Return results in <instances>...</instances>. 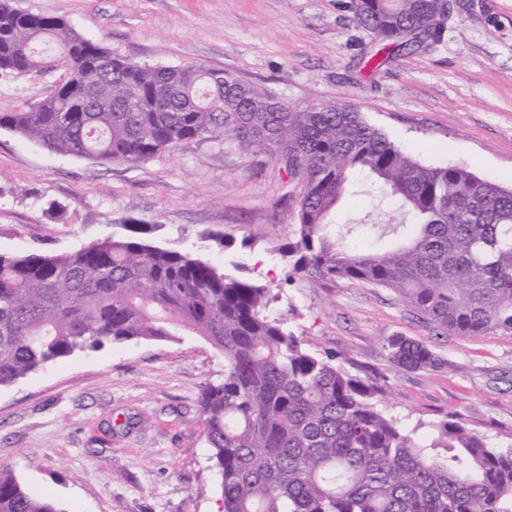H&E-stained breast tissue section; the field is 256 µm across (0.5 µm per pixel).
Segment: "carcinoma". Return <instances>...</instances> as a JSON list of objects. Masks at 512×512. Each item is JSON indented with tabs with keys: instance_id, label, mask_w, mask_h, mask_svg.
I'll return each mask as SVG.
<instances>
[{
	"instance_id": "obj_1",
	"label": "carcinoma",
	"mask_w": 512,
	"mask_h": 512,
	"mask_svg": "<svg viewBox=\"0 0 512 512\" xmlns=\"http://www.w3.org/2000/svg\"><path fill=\"white\" fill-rule=\"evenodd\" d=\"M432 10L433 0H356L358 23L381 44L371 68L389 49L440 39L419 26ZM42 45L77 76L1 115L0 127L100 164L226 136L268 150L304 181L287 249L294 272L393 289L444 331L512 333V189L418 162L351 105L292 110L226 72L136 64L59 18L0 0V70L52 67ZM91 70L90 99L78 75ZM120 101L130 110H116ZM360 177L393 204L387 220L362 222L380 242L373 251L336 236V210ZM144 233L129 226L60 254L0 253V387L76 352L182 328L224 352V381L200 399L224 512H512V445L491 444L456 416L433 425L429 443L416 440L377 410L373 385L306 351L270 316V288ZM387 349L408 369L437 364L404 336ZM0 512L64 509L0 469Z\"/></svg>"
}]
</instances>
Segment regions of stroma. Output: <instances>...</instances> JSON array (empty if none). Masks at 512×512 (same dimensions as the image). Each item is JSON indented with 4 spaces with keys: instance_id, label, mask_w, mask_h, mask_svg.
<instances>
[{
    "instance_id": "35a3bbf8",
    "label": "stroma",
    "mask_w": 512,
    "mask_h": 512,
    "mask_svg": "<svg viewBox=\"0 0 512 512\" xmlns=\"http://www.w3.org/2000/svg\"><path fill=\"white\" fill-rule=\"evenodd\" d=\"M352 2L11 0L136 63L220 69L293 109L353 105L422 164L512 188V0H449L440 41L377 71L379 44ZM68 77L60 66L0 72V115ZM301 191L269 153L230 138L100 166L0 128V253H64L147 229L155 245L271 288V316L304 349L371 378L377 409L404 429L455 415L512 444V333H446L392 289L292 273L280 250ZM395 336L424 343L437 364L401 367L387 351ZM223 378V352L183 330L56 361L0 388V468L65 512H211L219 493L199 401Z\"/></svg>"
}]
</instances>
